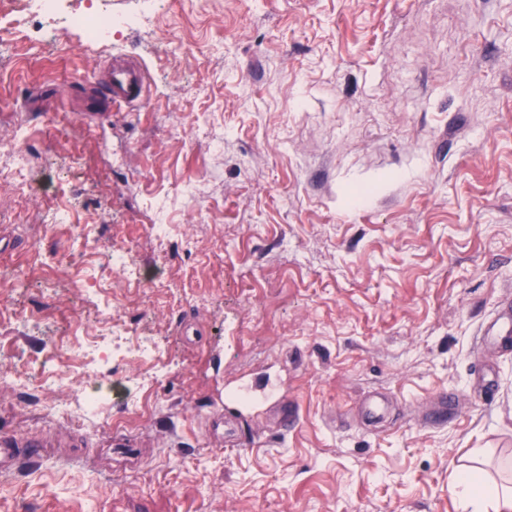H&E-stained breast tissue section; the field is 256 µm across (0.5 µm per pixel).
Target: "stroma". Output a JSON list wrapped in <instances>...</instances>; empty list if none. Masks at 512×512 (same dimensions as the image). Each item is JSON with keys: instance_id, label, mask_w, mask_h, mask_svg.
<instances>
[{"instance_id": "35a3bbf8", "label": "stroma", "mask_w": 512, "mask_h": 512, "mask_svg": "<svg viewBox=\"0 0 512 512\" xmlns=\"http://www.w3.org/2000/svg\"><path fill=\"white\" fill-rule=\"evenodd\" d=\"M107 4L137 20L95 43L0 18V140L27 126L33 188L0 158V512H461L457 471L512 478V342L486 333L512 302V0ZM115 55L145 63L143 105L99 95ZM76 324L111 351L90 373L56 345ZM269 381L293 427L215 404Z\"/></svg>"}]
</instances>
